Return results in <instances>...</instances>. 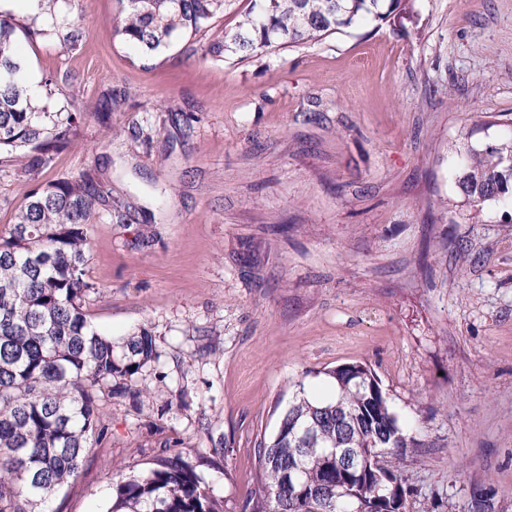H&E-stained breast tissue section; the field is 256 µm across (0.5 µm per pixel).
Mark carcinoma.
Listing matches in <instances>:
<instances>
[{
	"label": "carcinoma",
	"instance_id": "obj_1",
	"mask_svg": "<svg viewBox=\"0 0 512 512\" xmlns=\"http://www.w3.org/2000/svg\"><path fill=\"white\" fill-rule=\"evenodd\" d=\"M46 24H20L0 12V164L23 163L36 177L68 146L76 112H50L30 94L18 34L57 37L78 49L84 28L44 0ZM114 27L123 43L155 56L174 42L207 34L234 0H126ZM414 0H252L233 33L204 46L217 59L231 52L260 59L283 46L315 43L365 22L409 12ZM461 195L479 220L483 206L512 197V143L461 153ZM111 190L90 176L58 180L30 193L0 231V512H42L110 432L102 400L141 397L130 380L159 360L142 327L115 343L88 320L98 293L86 264L96 204ZM326 399L296 384L276 431L257 441L255 488L240 512H404L410 476L381 471L377 452L403 455L420 442L404 433L374 369L350 362L325 372ZM349 449L356 464L336 460ZM194 460L164 444L152 467L116 483L108 512H224L203 486Z\"/></svg>",
	"mask_w": 512,
	"mask_h": 512
}]
</instances>
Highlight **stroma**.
Wrapping results in <instances>:
<instances>
[{"label":"stroma","instance_id":"stroma-1","mask_svg":"<svg viewBox=\"0 0 512 512\" xmlns=\"http://www.w3.org/2000/svg\"><path fill=\"white\" fill-rule=\"evenodd\" d=\"M122 9L61 0L82 47L23 42L30 81L56 78L50 111L82 117L38 177L0 170V229L47 183L90 172L111 188L87 312L116 342L149 328L160 352L49 512H107L115 473L166 441L207 457L201 476L237 512L297 383L355 361L420 442L386 456L410 475L405 512H469L477 493L512 512V206L470 222L454 153L512 141V0H414L246 61L203 57L198 37L145 59L112 34Z\"/></svg>","mask_w":512,"mask_h":512}]
</instances>
